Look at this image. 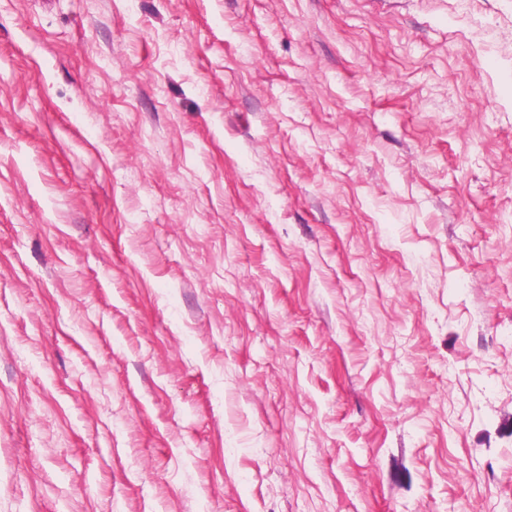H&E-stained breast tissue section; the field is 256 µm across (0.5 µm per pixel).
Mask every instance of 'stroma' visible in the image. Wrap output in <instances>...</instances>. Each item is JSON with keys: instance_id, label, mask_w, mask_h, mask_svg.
<instances>
[{"instance_id": "35a3bbf8", "label": "stroma", "mask_w": 512, "mask_h": 512, "mask_svg": "<svg viewBox=\"0 0 512 512\" xmlns=\"http://www.w3.org/2000/svg\"><path fill=\"white\" fill-rule=\"evenodd\" d=\"M0 512H512V0H0Z\"/></svg>"}]
</instances>
